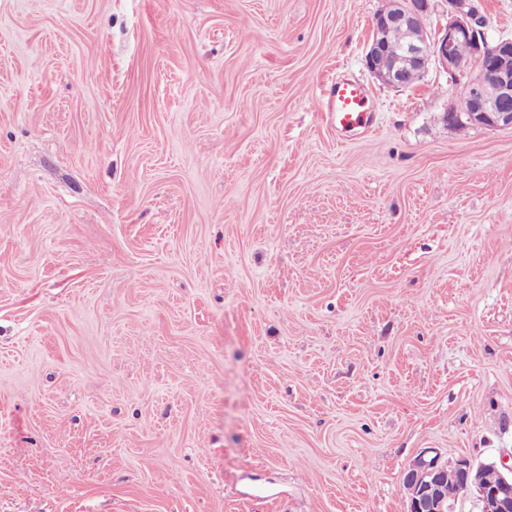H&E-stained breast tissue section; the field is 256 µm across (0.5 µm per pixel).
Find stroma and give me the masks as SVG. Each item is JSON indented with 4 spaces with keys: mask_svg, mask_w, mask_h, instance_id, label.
<instances>
[{
    "mask_svg": "<svg viewBox=\"0 0 512 512\" xmlns=\"http://www.w3.org/2000/svg\"><path fill=\"white\" fill-rule=\"evenodd\" d=\"M384 5L0 0V512H405L421 452L512 455V131L378 80ZM324 112L337 129L364 128L372 124L369 95L359 82L350 79H336L324 95Z\"/></svg>",
    "mask_w": 512,
    "mask_h": 512,
    "instance_id": "1",
    "label": "stroma"
}]
</instances>
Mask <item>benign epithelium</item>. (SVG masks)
<instances>
[{
    "mask_svg": "<svg viewBox=\"0 0 512 512\" xmlns=\"http://www.w3.org/2000/svg\"><path fill=\"white\" fill-rule=\"evenodd\" d=\"M430 0H389L373 20V37L365 54L367 69L387 85L399 88L411 83L405 69L422 75L428 65L442 67L450 77L468 76L471 109L451 111L448 123L467 121L492 130H512V40L492 39L487 23L478 20L470 0H448V18L434 33L427 30ZM410 27L421 40L407 44L396 60L384 49L386 34ZM469 43L471 55L461 59L456 46ZM406 512H454L464 496L475 499L478 512H512V459L475 462L460 458L453 463L439 455L421 453L403 477Z\"/></svg>",
    "mask_w": 512,
    "mask_h": 512,
    "instance_id": "benign-epithelium-1",
    "label": "benign epithelium"
}]
</instances>
